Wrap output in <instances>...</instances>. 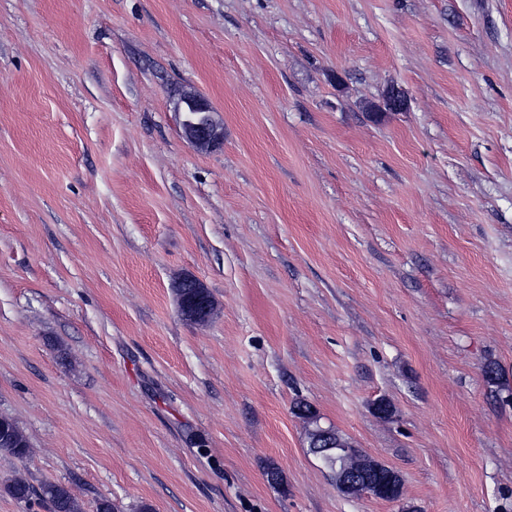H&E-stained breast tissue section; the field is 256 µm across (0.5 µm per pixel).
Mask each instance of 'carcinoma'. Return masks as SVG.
Here are the masks:
<instances>
[{
  "instance_id": "1",
  "label": "carcinoma",
  "mask_w": 512,
  "mask_h": 512,
  "mask_svg": "<svg viewBox=\"0 0 512 512\" xmlns=\"http://www.w3.org/2000/svg\"><path fill=\"white\" fill-rule=\"evenodd\" d=\"M293 411L311 425L308 432L309 450L324 464L336 481L337 488L346 495H357L364 487L346 482V467L349 458L356 453L351 439L331 427H323L312 406L304 401L294 403ZM328 434L332 447L323 451L322 434ZM30 444L18 423L11 417L0 416V451L23 459L29 454ZM364 466L391 483L395 491H400L399 476L386 465L366 458ZM6 492L18 501L38 500L49 504L51 512H83L82 506L68 487L57 483H45L36 488L28 482L16 480L6 487Z\"/></svg>"
}]
</instances>
